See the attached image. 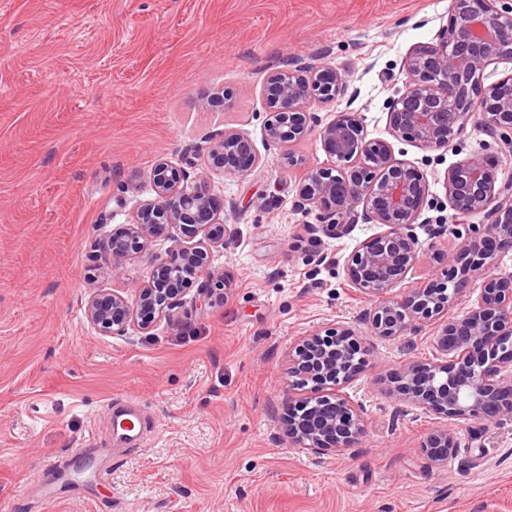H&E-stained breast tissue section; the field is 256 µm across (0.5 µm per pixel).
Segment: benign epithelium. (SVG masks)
<instances>
[{
	"instance_id": "obj_1",
	"label": "benign epithelium",
	"mask_w": 512,
	"mask_h": 512,
	"mask_svg": "<svg viewBox=\"0 0 512 512\" xmlns=\"http://www.w3.org/2000/svg\"><path fill=\"white\" fill-rule=\"evenodd\" d=\"M500 61L512 63V0H451L446 27L403 60L405 89L387 101L391 129L424 148L446 150L475 114L500 153L511 156L512 73L482 85L485 69ZM355 96L345 73L313 57H285L266 82L265 142L280 147L314 133L330 157L329 164L308 169L300 185L298 206L313 208L318 216V223L304 230L314 238L338 239L359 221L384 227L347 256L343 273L349 286L374 299L361 316L370 335L396 339L437 327L430 337L435 360L411 361L396 377V397L405 410L484 425L511 418L512 377L506 370L512 367V279L496 278L491 269L512 254V180L497 186L499 159L491 154L449 169L446 194L454 224L439 225L436 234L454 235L460 247L450 257L436 244L422 243L414 224L429 193L424 174L396 158L389 143L367 138L358 113L340 112L323 124L311 112L315 102L345 97L351 104ZM208 165L226 175H246L261 167V159L246 135L226 130L210 147ZM151 180L154 198L102 245L111 270L120 272L175 228L187 238L202 236V242L155 256L152 280L131 296L115 290L91 295L86 317L105 335L122 336L132 325L148 329L170 319L190 283H197L194 302L212 300L220 277L210 267L209 253L224 244L230 232L224 209L235 210V203H224L205 179L167 162L155 165ZM475 216L481 223H467ZM428 252L448 264L443 279L424 288L402 287ZM475 279L482 280L480 293L468 310L444 320ZM358 350L360 335L347 326L316 330L295 344L288 390L310 383L332 395L301 401L288 412V445L320 453L359 444L364 409L336 393L364 372L362 361H350ZM456 448L455 433L447 427L435 430L423 446L435 462Z\"/></svg>"
}]
</instances>
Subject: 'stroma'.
<instances>
[{
	"mask_svg": "<svg viewBox=\"0 0 512 512\" xmlns=\"http://www.w3.org/2000/svg\"><path fill=\"white\" fill-rule=\"evenodd\" d=\"M450 0H0V512H512V418L452 422L442 464L423 450L443 427L403 412L393 370L431 358L426 335L364 336L363 375L345 387L365 409L356 447H289L288 351L322 327H360L372 298L342 260L380 225L313 239L315 212L297 185L328 157L316 136L266 146L268 75L287 56L345 72L354 102L313 104L322 121L353 108L369 138L429 181L415 231L448 221L449 168L484 153L476 119L448 150L393 134L386 102L404 89L402 61L434 41ZM226 95L223 105L211 101ZM232 128L262 159L246 175L210 172L207 152ZM208 177L235 200L211 252L227 297L185 303L151 329L104 336L85 305L96 289L147 284L154 241L113 275L101 245L152 200L158 161ZM335 263L324 262V255ZM137 396L136 446L112 441L113 400ZM78 485L52 503L32 485L51 462Z\"/></svg>",
	"mask_w": 512,
	"mask_h": 512,
	"instance_id": "35a3bbf8",
	"label": "stroma"
}]
</instances>
